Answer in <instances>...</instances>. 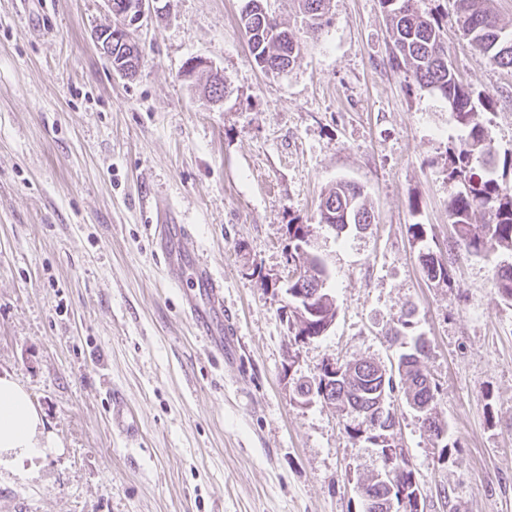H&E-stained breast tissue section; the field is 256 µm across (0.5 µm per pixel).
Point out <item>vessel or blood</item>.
I'll return each mask as SVG.
<instances>
[{"label":"vessel or blood","mask_w":512,"mask_h":512,"mask_svg":"<svg viewBox=\"0 0 512 512\" xmlns=\"http://www.w3.org/2000/svg\"><path fill=\"white\" fill-rule=\"evenodd\" d=\"M154 244L165 265L185 268L192 292L180 295V307L193 329L210 352L231 359L237 326L232 315L224 311V280L203 263L192 246L193 236L184 224L173 223L164 205L154 210ZM112 432L126 445H138L142 431L135 411L120 394L111 398Z\"/></svg>","instance_id":"b4317fda"}]
</instances>
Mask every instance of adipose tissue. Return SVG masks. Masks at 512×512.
Here are the masks:
<instances>
[{
    "label": "adipose tissue",
    "mask_w": 512,
    "mask_h": 512,
    "mask_svg": "<svg viewBox=\"0 0 512 512\" xmlns=\"http://www.w3.org/2000/svg\"><path fill=\"white\" fill-rule=\"evenodd\" d=\"M56 442L26 390L0 377V468L17 469L41 456Z\"/></svg>",
    "instance_id": "1"
}]
</instances>
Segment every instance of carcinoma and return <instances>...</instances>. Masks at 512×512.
<instances>
[{"label":"carcinoma","mask_w":512,"mask_h":512,"mask_svg":"<svg viewBox=\"0 0 512 512\" xmlns=\"http://www.w3.org/2000/svg\"><path fill=\"white\" fill-rule=\"evenodd\" d=\"M299 11L315 33L323 26L324 0H297ZM390 18L392 42L391 65L402 69L420 87L439 94L448 102L453 120L464 130L459 143L449 149L448 180L460 185L448 200V221L453 235L448 251H463L470 256L496 257L492 278L497 292L512 302V180L507 171H498V162L490 146L488 131L475 111L476 104L486 105L491 97L476 93L464 85L448 64V47L444 33L434 15L424 8L425 0H382ZM459 25L471 45L489 65L512 70V31L500 24L491 0H455ZM241 22L251 55L268 73L280 74L290 68L301 53V40L269 10L267 0H246ZM481 212L484 222L475 224L472 217ZM363 189L340 180L321 198L317 223L336 225L342 235L345 225L363 227L372 223ZM300 225L290 224L288 264L296 276L293 287L310 294L324 288L315 303L317 321L337 316L336 302L329 292V272L325 260L312 251L298 249L294 243ZM427 279L436 284L451 283L445 258L428 247L419 252ZM427 344L416 338L411 352L399 357L403 365L406 401L420 408L418 420L433 437L446 430L440 420L438 386L424 369ZM357 368L348 377L336 381L328 399L341 410L345 404L365 407L376 398L381 386L374 362L355 361Z\"/></svg>","instance_id":"cac0c4a2"}]
</instances>
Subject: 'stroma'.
<instances>
[{"label":"stroma","mask_w":512,"mask_h":512,"mask_svg":"<svg viewBox=\"0 0 512 512\" xmlns=\"http://www.w3.org/2000/svg\"><path fill=\"white\" fill-rule=\"evenodd\" d=\"M438 14L458 78L498 158L512 156V72L486 65ZM245 0H160L131 35L135 77L116 73L95 30L104 0H0V375L30 394L59 448L0 470V512H362L376 474L298 378L327 358L396 367L390 329L412 314L430 351L448 451L402 393L389 400L427 490L425 512H512V303L491 261L455 254L453 287L429 282L409 225L436 252L452 228L446 150L460 134L439 95L389 62L381 0H329L290 71L265 73L241 23ZM202 58L224 73L204 94ZM361 186L374 222L322 229L337 317L288 357L289 223L312 224L338 180ZM168 201L224 278L238 361L211 355L177 305L185 271L154 256L147 217ZM139 414L143 443L113 437L109 393Z\"/></svg>","instance_id":"obj_1"}]
</instances>
